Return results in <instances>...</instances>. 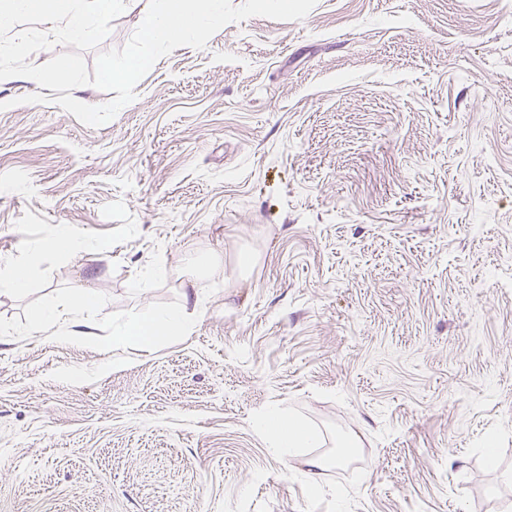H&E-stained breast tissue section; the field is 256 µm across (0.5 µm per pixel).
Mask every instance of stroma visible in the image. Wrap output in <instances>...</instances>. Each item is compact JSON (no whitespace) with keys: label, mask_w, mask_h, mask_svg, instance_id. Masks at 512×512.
Here are the masks:
<instances>
[{"label":"stroma","mask_w":512,"mask_h":512,"mask_svg":"<svg viewBox=\"0 0 512 512\" xmlns=\"http://www.w3.org/2000/svg\"><path fill=\"white\" fill-rule=\"evenodd\" d=\"M53 95L0 85V512H512V0L231 23L99 127ZM80 288L95 336L31 331ZM27 287L25 271L16 265L5 266L0 270V291L18 294ZM184 302L181 309L160 312L145 321L132 320V336H137L145 345H151L158 337L173 338L185 335L192 327L193 322L186 313L188 302L186 294ZM258 426L269 447L276 452L288 451L290 455L295 448L312 447L315 443V436L310 430L277 409H271L259 417Z\"/></svg>","instance_id":"35a3bbf8"}]
</instances>
